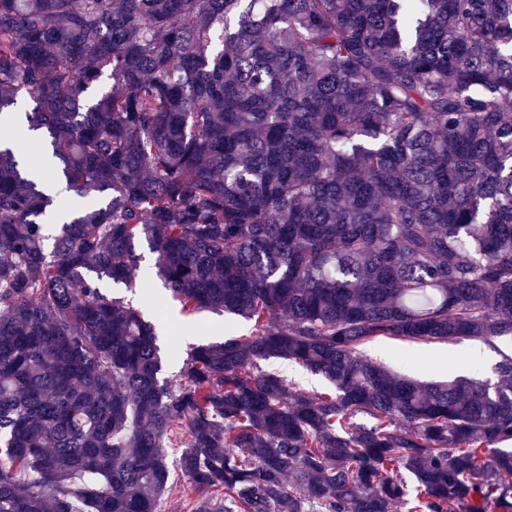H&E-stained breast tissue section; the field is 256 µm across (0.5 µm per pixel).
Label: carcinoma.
<instances>
[{"instance_id":"1","label":"carcinoma","mask_w":512,"mask_h":512,"mask_svg":"<svg viewBox=\"0 0 512 512\" xmlns=\"http://www.w3.org/2000/svg\"><path fill=\"white\" fill-rule=\"evenodd\" d=\"M510 105L512 0H0V512H512V353L361 352L512 338ZM143 243L253 336L165 378ZM482 346L490 353L486 362H480ZM511 349V339H501L494 344L482 340L459 339L445 343H412L396 338H378L367 343L362 352L370 359L387 366L396 373L424 381H448L464 375L494 383L499 350ZM264 369L273 370L278 372L287 383L290 385L314 391H331V384L319 375L312 374L302 366L285 360V359H270L261 362Z\"/></svg>"}]
</instances>
